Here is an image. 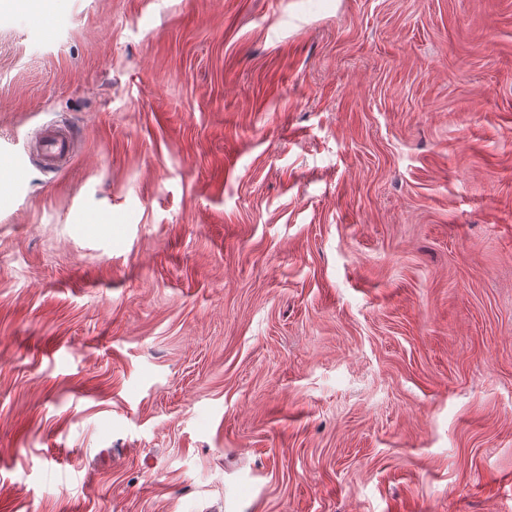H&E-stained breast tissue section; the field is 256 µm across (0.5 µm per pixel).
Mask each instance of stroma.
<instances>
[{
	"mask_svg": "<svg viewBox=\"0 0 512 512\" xmlns=\"http://www.w3.org/2000/svg\"><path fill=\"white\" fill-rule=\"evenodd\" d=\"M50 16L0 11V512H512V0ZM74 133L58 124H47L40 129V145L47 164L58 169L70 155Z\"/></svg>",
	"mask_w": 512,
	"mask_h": 512,
	"instance_id": "obj_1",
	"label": "stroma"
}]
</instances>
